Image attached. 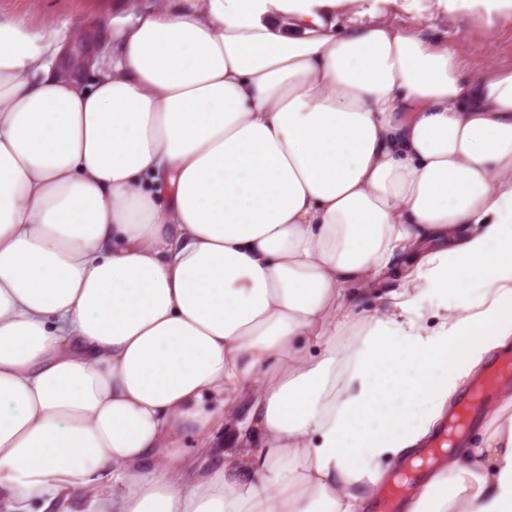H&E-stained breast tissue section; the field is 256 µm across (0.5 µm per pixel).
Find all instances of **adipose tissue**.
Instances as JSON below:
<instances>
[{
	"label": "adipose tissue",
	"mask_w": 512,
	"mask_h": 512,
	"mask_svg": "<svg viewBox=\"0 0 512 512\" xmlns=\"http://www.w3.org/2000/svg\"><path fill=\"white\" fill-rule=\"evenodd\" d=\"M351 2L134 5L88 84L0 14V512H362L512 346V67ZM399 506L512 512V385Z\"/></svg>",
	"instance_id": "obj_1"
}]
</instances>
